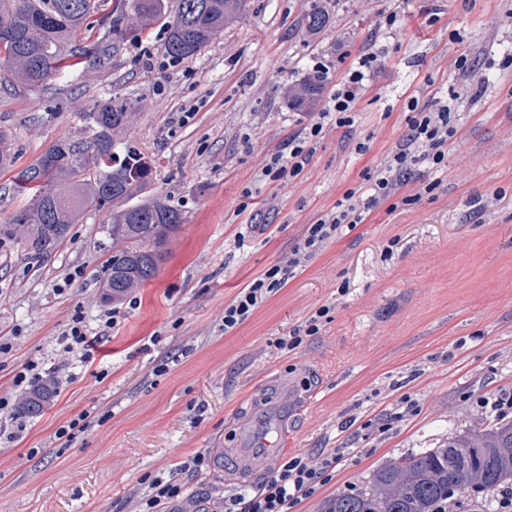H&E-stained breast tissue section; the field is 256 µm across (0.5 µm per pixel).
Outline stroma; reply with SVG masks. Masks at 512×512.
<instances>
[{"instance_id": "stroma-1", "label": "stroma", "mask_w": 512, "mask_h": 512, "mask_svg": "<svg viewBox=\"0 0 512 512\" xmlns=\"http://www.w3.org/2000/svg\"><path fill=\"white\" fill-rule=\"evenodd\" d=\"M316 6L329 21L312 33ZM165 37L157 21L37 96L0 70V127L14 133L16 168L81 137L83 113L123 98L133 111L120 140L151 163L147 193L185 217L157 276L115 308L108 331L106 214H84L40 257L21 234H0V343L9 347L0 390L10 402L0 431L15 436L0 443V512H143L160 475L175 476L184 494L209 493L222 512L246 487L217 474L214 453L286 376L303 405L277 463L360 451L292 512H318L383 464L491 424L477 397L512 392V68L501 66L512 54V0H245L194 56L172 60ZM369 52L378 62L352 126L289 106V90L314 71L332 91ZM453 92L447 169L419 164L401 190L418 202L370 208L225 332V304L287 262L304 226L347 190L368 188L406 126L409 97ZM316 119L324 133L311 163L289 180L266 176L272 156ZM437 178L440 189L425 194ZM324 305L318 334L281 351L279 338ZM78 311L103 336L88 365L59 343ZM30 361L55 366L59 381L44 414L23 420L15 406L25 390L13 380ZM403 396L412 415L361 431ZM84 411L99 423L54 450L55 431ZM199 453L202 468L185 470Z\"/></svg>"}]
</instances>
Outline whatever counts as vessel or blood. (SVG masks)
Segmentation results:
<instances>
[{
  "label": "vessel or blood",
  "instance_id": "vessel-or-blood-1",
  "mask_svg": "<svg viewBox=\"0 0 512 512\" xmlns=\"http://www.w3.org/2000/svg\"><path fill=\"white\" fill-rule=\"evenodd\" d=\"M299 400L288 381H280L276 398L270 403H259L252 408L250 416L239 422L233 447L221 449L224 460L225 480L244 483L253 482L267 467L270 453L274 449L268 433L278 438L288 434V419L296 415Z\"/></svg>",
  "mask_w": 512,
  "mask_h": 512
}]
</instances>
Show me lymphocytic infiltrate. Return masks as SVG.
<instances>
[{"instance_id":"f902f5d3","label":"lymphocytic infiltrate","mask_w":512,"mask_h":512,"mask_svg":"<svg viewBox=\"0 0 512 512\" xmlns=\"http://www.w3.org/2000/svg\"><path fill=\"white\" fill-rule=\"evenodd\" d=\"M373 61V56H365L359 60L357 68L348 70L337 81L328 99V109L335 113L337 127L352 126L356 105L365 92L366 70ZM408 107L410 115L404 133L395 149L379 163L371 177L370 204L394 197L418 163H428L438 172L446 166L448 145L457 133L452 124L456 99L440 98L434 103L423 104L414 96ZM322 131V123H310L304 136L289 142L287 152L276 154L271 164L275 176L293 178L300 174L310 163ZM364 219L365 211L360 206L356 190H348L334 210L322 214L313 224L306 226L294 247L295 256L288 264L272 266L253 278L234 300L225 305V330H233L242 324L272 292L284 286L302 258L317 253ZM347 454L344 448L328 449L316 465L299 456L289 459L268 476L254 494L238 497L235 501L236 512H290L291 508L312 497L320 486L331 480L333 472Z\"/></svg>"}]
</instances>
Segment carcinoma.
I'll use <instances>...</instances> for the list:
<instances>
[{
  "mask_svg": "<svg viewBox=\"0 0 512 512\" xmlns=\"http://www.w3.org/2000/svg\"><path fill=\"white\" fill-rule=\"evenodd\" d=\"M244 0H177L168 22L166 51L185 59L216 39ZM108 7L112 24H92ZM166 0H0V61L17 88L39 94L53 77L72 71L83 59L111 57L115 45L138 36L145 26L166 14ZM131 18L123 27L120 20ZM328 16L316 6L307 16L310 31L326 27ZM85 42H76L78 33ZM323 88L320 77L305 80L292 95L299 109L314 104ZM129 105L110 100L83 114L86 135L53 143L35 161L16 171L11 155L12 132L0 128V170L10 174L16 193L29 206L8 221L20 231L30 251L40 255L63 243L71 225L86 211L111 215L112 241L124 247L112 255L101 281L100 296L112 305L157 275L163 246L185 217L161 196L144 190L151 165L130 148L123 158L116 149ZM55 390L37 383L19 403L20 418L40 416ZM471 490L486 498L512 492V419L434 448H424L400 461L380 466L358 487L324 499L318 512H442Z\"/></svg>",
  "mask_w": 512,
  "mask_h": 512,
  "instance_id": "obj_1",
  "label": "carcinoma"
}]
</instances>
